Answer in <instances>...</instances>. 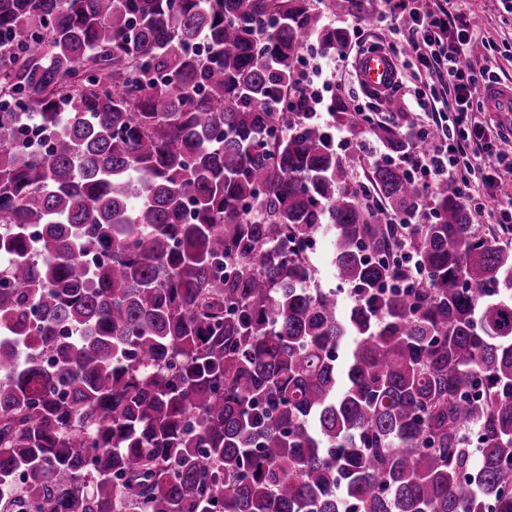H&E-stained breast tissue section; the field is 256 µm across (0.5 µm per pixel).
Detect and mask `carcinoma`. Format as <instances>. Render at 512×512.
Wrapping results in <instances>:
<instances>
[{"instance_id": "1", "label": "carcinoma", "mask_w": 512, "mask_h": 512, "mask_svg": "<svg viewBox=\"0 0 512 512\" xmlns=\"http://www.w3.org/2000/svg\"><path fill=\"white\" fill-rule=\"evenodd\" d=\"M328 12L378 9L0 0V512H512V248L351 182L296 89ZM331 245L326 242L317 252L310 254L312 264L316 269L312 288H330L336 285L334 272L330 261Z\"/></svg>"}]
</instances>
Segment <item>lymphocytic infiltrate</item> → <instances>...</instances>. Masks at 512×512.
Segmentation results:
<instances>
[{
	"mask_svg": "<svg viewBox=\"0 0 512 512\" xmlns=\"http://www.w3.org/2000/svg\"><path fill=\"white\" fill-rule=\"evenodd\" d=\"M379 20L387 27L393 58L417 70L414 88L400 82L392 88L401 97L402 113L448 115L438 139H430L428 127L415 130L426 147L408 163L409 178L426 191L440 180L454 181L474 221L512 225V194L503 187L504 177L512 175V150L503 149L500 126L487 119L476 97L477 87L498 77L468 61L476 27L452 14L448 0L422 7L416 0H384Z\"/></svg>",
	"mask_w": 512,
	"mask_h": 512,
	"instance_id": "lymphocytic-infiltrate-1",
	"label": "lymphocytic infiltrate"
}]
</instances>
